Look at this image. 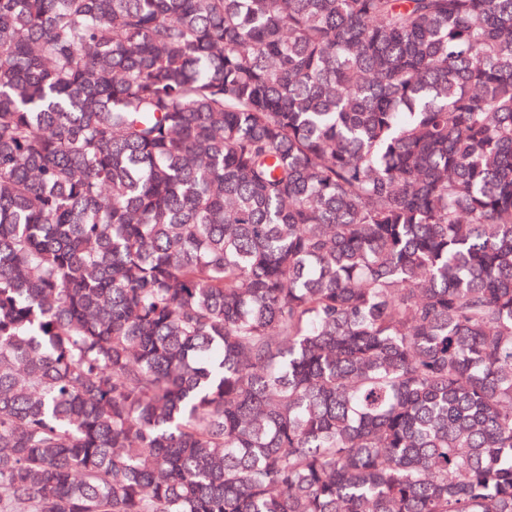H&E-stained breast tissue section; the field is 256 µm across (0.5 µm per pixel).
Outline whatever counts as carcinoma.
<instances>
[{
	"label": "carcinoma",
	"instance_id": "cac0c4a2",
	"mask_svg": "<svg viewBox=\"0 0 512 512\" xmlns=\"http://www.w3.org/2000/svg\"><path fill=\"white\" fill-rule=\"evenodd\" d=\"M0 512H512V0H0Z\"/></svg>",
	"mask_w": 512,
	"mask_h": 512
}]
</instances>
